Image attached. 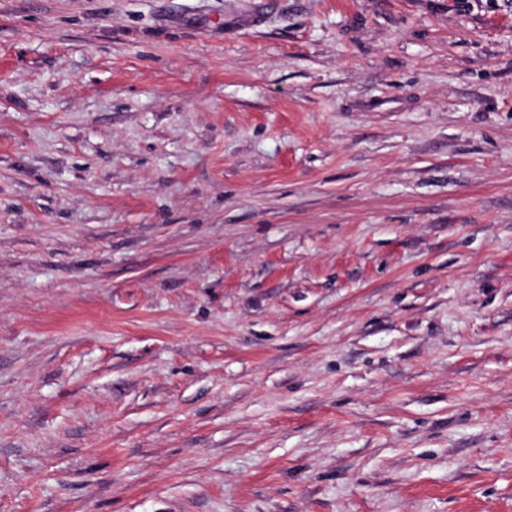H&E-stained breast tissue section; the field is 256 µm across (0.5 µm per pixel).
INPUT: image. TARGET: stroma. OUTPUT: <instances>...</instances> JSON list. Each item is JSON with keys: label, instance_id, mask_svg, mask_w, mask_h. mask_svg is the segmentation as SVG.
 Returning <instances> with one entry per match:
<instances>
[{"label": "stroma", "instance_id": "obj_1", "mask_svg": "<svg viewBox=\"0 0 512 512\" xmlns=\"http://www.w3.org/2000/svg\"><path fill=\"white\" fill-rule=\"evenodd\" d=\"M0 512H512V0H0Z\"/></svg>", "mask_w": 512, "mask_h": 512}]
</instances>
